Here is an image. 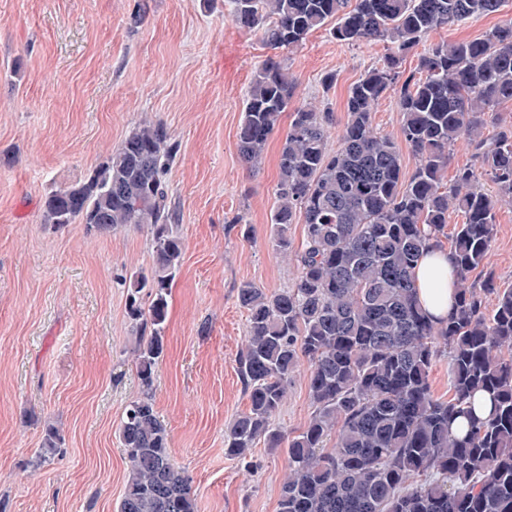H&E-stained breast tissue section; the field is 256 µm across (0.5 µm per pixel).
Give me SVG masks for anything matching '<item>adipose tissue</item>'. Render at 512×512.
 Here are the masks:
<instances>
[{
  "mask_svg": "<svg viewBox=\"0 0 512 512\" xmlns=\"http://www.w3.org/2000/svg\"><path fill=\"white\" fill-rule=\"evenodd\" d=\"M453 268L452 254L435 247L422 257L415 270L419 302L433 320L446 319L455 304Z\"/></svg>",
  "mask_w": 512,
  "mask_h": 512,
  "instance_id": "ef3b65f1",
  "label": "adipose tissue"
}]
</instances>
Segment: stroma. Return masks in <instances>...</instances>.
Here are the masks:
<instances>
[{
	"instance_id": "1",
	"label": "stroma",
	"mask_w": 512,
	"mask_h": 512,
	"mask_svg": "<svg viewBox=\"0 0 512 512\" xmlns=\"http://www.w3.org/2000/svg\"><path fill=\"white\" fill-rule=\"evenodd\" d=\"M228 0H0V500L7 512H116L126 462L125 405L140 394L136 335L121 281L153 263L151 235L44 224L52 190L82 180L139 123H164L180 150L168 175L184 251L168 298L154 405L198 512H278L285 449L224 453V432L249 399L237 372L247 334L241 283L271 291L297 270L271 226L280 123L258 168L237 151L244 99L268 53L236 25ZM496 13L432 32L427 44L481 37ZM388 52L343 46L328 27L285 53L301 102L347 120L350 86ZM334 74L331 87L322 78ZM512 287V204L499 209L487 264ZM312 413L300 370L277 416L295 434ZM65 438L39 469L27 462L45 425Z\"/></svg>"
}]
</instances>
